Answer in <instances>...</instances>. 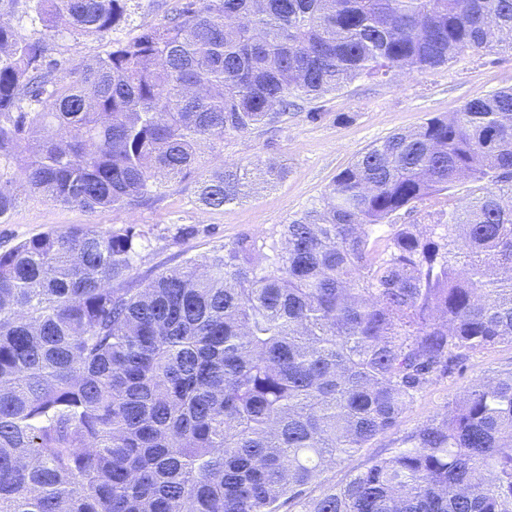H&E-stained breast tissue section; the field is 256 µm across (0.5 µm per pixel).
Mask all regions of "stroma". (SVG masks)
I'll list each match as a JSON object with an SVG mask.
<instances>
[{"label": "stroma", "mask_w": 512, "mask_h": 512, "mask_svg": "<svg viewBox=\"0 0 512 512\" xmlns=\"http://www.w3.org/2000/svg\"><path fill=\"white\" fill-rule=\"evenodd\" d=\"M176 0H132L131 17L119 33L129 39L166 22ZM108 38L64 34L48 42V56L77 65L103 55ZM512 88V53L458 54L436 69L378 80L359 78L339 91L304 103L285 122L225 137L224 162L272 158L286 177L239 202L210 210L198 202L197 177L163 182L148 203L88 213L19 188L18 203L0 218V253L31 237L92 224L104 230L134 226L143 236L132 278L146 284L190 257L202 259L244 234L278 238L282 224L315 202L357 156L390 135L428 119L460 111L473 100ZM512 369V346L471 354L454 373L436 378L409 405L398 427L370 442L354 466L388 456L406 433L444 412L472 383Z\"/></svg>", "instance_id": "obj_1"}]
</instances>
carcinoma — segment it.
I'll list each match as a JSON object with an SVG mask.
<instances>
[{"label":"carcinoma","mask_w":512,"mask_h":512,"mask_svg":"<svg viewBox=\"0 0 512 512\" xmlns=\"http://www.w3.org/2000/svg\"><path fill=\"white\" fill-rule=\"evenodd\" d=\"M129 2L0 0V217L18 180L96 213L192 172L218 210L284 168L202 147L363 76L512 51V0H183L63 73L10 20L104 36ZM460 183L479 195L372 240ZM141 240L84 225L0 253V512H512V371L312 494L433 378L512 345V89L389 136L278 240L135 288Z\"/></svg>","instance_id":"1"}]
</instances>
